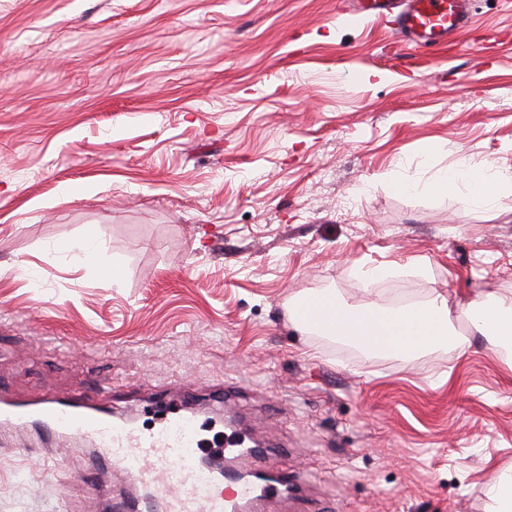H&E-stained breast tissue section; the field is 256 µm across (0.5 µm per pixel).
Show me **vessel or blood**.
Wrapping results in <instances>:
<instances>
[{
    "label": "vessel or blood",
    "mask_w": 512,
    "mask_h": 512,
    "mask_svg": "<svg viewBox=\"0 0 512 512\" xmlns=\"http://www.w3.org/2000/svg\"><path fill=\"white\" fill-rule=\"evenodd\" d=\"M337 12L361 21L390 19L396 42L422 49L447 45L469 19V0H339ZM34 425L72 432L103 448L105 471L117 470L149 488L146 496L112 497L108 512H266V503L296 485L297 471L202 474L193 463L200 446L194 416L166 409L158 429L140 431L112 420L104 409L86 410L85 395L68 401L45 397L33 405Z\"/></svg>",
    "instance_id": "vessel-or-blood-1"
}]
</instances>
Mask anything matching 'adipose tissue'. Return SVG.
<instances>
[{
	"mask_svg": "<svg viewBox=\"0 0 512 512\" xmlns=\"http://www.w3.org/2000/svg\"><path fill=\"white\" fill-rule=\"evenodd\" d=\"M441 194H464L471 203L493 204L506 192H512V177L476 165L462 164L445 173L432 186ZM312 309L310 317H298L302 327L317 329L322 335L353 342L373 352L397 351L411 357L419 352L443 347L460 357L471 347L470 338H459L451 325L446 297L438 295L421 304L395 308L374 306L358 309L324 293L303 298ZM473 336L495 346L512 348V302L485 295L466 305Z\"/></svg>",
	"mask_w": 512,
	"mask_h": 512,
	"instance_id": "adipose-tissue-1",
	"label": "adipose tissue"
}]
</instances>
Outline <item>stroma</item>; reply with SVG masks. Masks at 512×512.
I'll return each instance as SVG.
<instances>
[{
	"instance_id": "35a3bbf8",
	"label": "stroma",
	"mask_w": 512,
	"mask_h": 512,
	"mask_svg": "<svg viewBox=\"0 0 512 512\" xmlns=\"http://www.w3.org/2000/svg\"><path fill=\"white\" fill-rule=\"evenodd\" d=\"M471 9L427 53L336 0H0L8 397L103 379L89 405L139 426L165 389L212 423L208 455L229 425L259 448L237 466L304 470L272 512H486L489 471L512 469V368L462 304L512 300V195L423 190L463 158L512 176V0ZM326 290L445 296L472 347L409 360L297 330ZM96 454L28 424L0 438V512H105Z\"/></svg>"
}]
</instances>
